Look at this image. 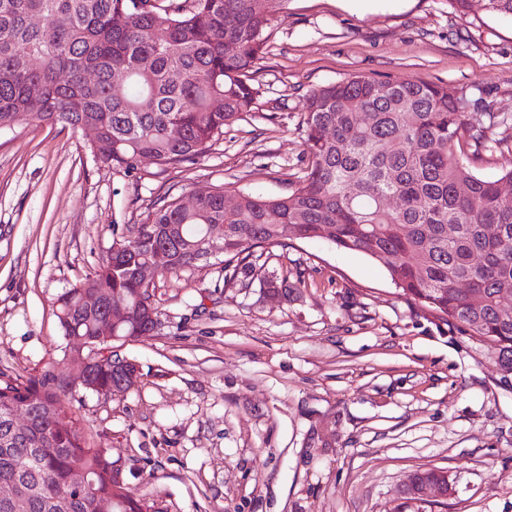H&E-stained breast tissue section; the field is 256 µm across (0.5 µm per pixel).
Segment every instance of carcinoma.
Segmentation results:
<instances>
[{
  "label": "carcinoma",
  "mask_w": 512,
  "mask_h": 512,
  "mask_svg": "<svg viewBox=\"0 0 512 512\" xmlns=\"http://www.w3.org/2000/svg\"><path fill=\"white\" fill-rule=\"evenodd\" d=\"M285 0H0V130L22 118L71 129L98 128L99 160L133 170L143 159L166 170L202 156L224 127L251 111L253 75L264 59L266 31ZM489 15L512 16V0H480ZM55 25L46 44L29 17ZM234 17V24L225 17ZM152 59L148 68L143 58ZM128 74L123 87L112 72ZM96 74L93 82L84 74ZM43 88L38 99L27 86ZM220 106L215 107L213 103ZM182 126L181 141L168 127ZM512 116L491 111L466 89L424 82L352 76L311 90L304 100L303 145L307 172L286 195L239 194L224 209V188L196 197L192 208L173 197L125 231L122 250L107 254L94 273L61 293L54 315L63 336L101 351L114 336L150 333L146 308L154 288L137 270L158 262L160 274L195 265L193 254L208 224L224 225V282L254 277V249L288 239H324L381 262L392 284L448 325L497 354L512 371V198L494 180L475 174L456 152L464 138L493 153L496 127ZM396 196L400 207H386ZM100 288L106 306L79 305L87 288ZM123 304L130 317L118 330L107 325V305ZM123 378L119 370L92 371L91 392L108 399ZM67 380L47 371L21 377L0 370V483L26 491L25 507L0 502V512H152L129 496L112 470L106 448H95L86 419L65 405ZM22 412L31 421L12 430ZM89 486L70 485L73 471Z\"/></svg>",
  "instance_id": "obj_1"
}]
</instances>
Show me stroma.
Segmentation results:
<instances>
[{
	"label": "stroma",
	"mask_w": 512,
	"mask_h": 512,
	"mask_svg": "<svg viewBox=\"0 0 512 512\" xmlns=\"http://www.w3.org/2000/svg\"><path fill=\"white\" fill-rule=\"evenodd\" d=\"M353 75L464 87L512 114V17L287 0L251 111L165 171L93 159L85 133L58 125L0 132V370L76 374L53 305L96 269L113 225L200 187L288 194L308 165L306 95ZM259 263L287 272L289 298L225 283L216 258L157 279L160 331L112 344L137 384L73 392L136 497L155 512H512V372L365 254L292 240ZM420 467L447 471L452 494L408 500Z\"/></svg>",
	"instance_id": "obj_1"
}]
</instances>
